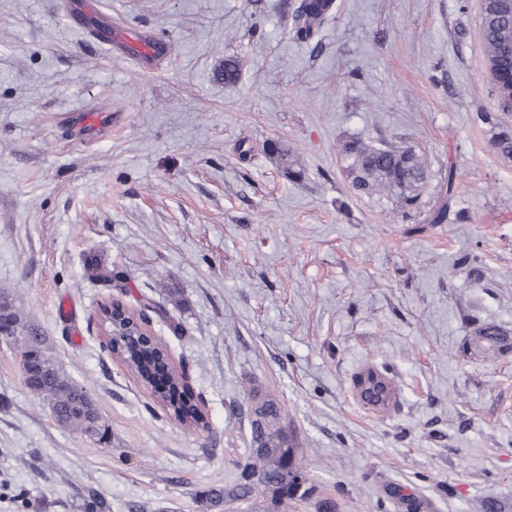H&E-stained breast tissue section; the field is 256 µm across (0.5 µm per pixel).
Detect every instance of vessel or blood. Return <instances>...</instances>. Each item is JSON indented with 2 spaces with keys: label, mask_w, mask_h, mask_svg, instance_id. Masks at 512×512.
<instances>
[{
  "label": "vessel or blood",
  "mask_w": 512,
  "mask_h": 512,
  "mask_svg": "<svg viewBox=\"0 0 512 512\" xmlns=\"http://www.w3.org/2000/svg\"><path fill=\"white\" fill-rule=\"evenodd\" d=\"M69 16L76 25L86 28L98 44L129 53L146 71L151 70L153 62L169 49L168 42L152 32L112 28L96 16L93 0H73Z\"/></svg>",
  "instance_id": "vessel-or-blood-1"
}]
</instances>
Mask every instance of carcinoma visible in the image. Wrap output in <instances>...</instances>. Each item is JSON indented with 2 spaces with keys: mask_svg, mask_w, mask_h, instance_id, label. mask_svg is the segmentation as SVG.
I'll return each mask as SVG.
<instances>
[{
  "mask_svg": "<svg viewBox=\"0 0 512 512\" xmlns=\"http://www.w3.org/2000/svg\"><path fill=\"white\" fill-rule=\"evenodd\" d=\"M501 0L490 3L481 13V34L486 54L490 57L489 74L497 96L498 111L481 112L478 119L495 130L493 145L504 156H512V127L504 120L512 114V52L500 50L506 33L512 32V8L497 7ZM332 0H302L297 8L294 37L311 40L329 19ZM221 75L232 84L240 75L239 60L224 58ZM340 159L345 162L342 173L351 189L360 196L382 195L392 199L395 207L411 219L423 216L425 224L448 223L449 202L455 195V174L448 170L438 199L425 206L423 193L431 173L424 155L405 141H383L376 145L349 137L340 145ZM475 345L486 358L512 351V331L487 324L475 330ZM32 352L37 360V373L25 379L27 386L49 406L60 425L86 436L101 438L108 425L95 401L85 388L68 379L42 343L34 342ZM356 389L362 401L378 411L388 408L384 397L386 375L367 368L356 376ZM163 407L175 423L189 429L205 428L206 421L197 413L196 404L188 399L182 387L170 389L163 398ZM279 403L264 397L256 400L254 419L250 422L251 448L239 464L240 473L257 471L261 481L238 478L231 483L216 484L199 492L209 512H226L232 505L250 509L266 493L280 501L295 498L304 501L312 494L309 479L297 463L300 449L286 429Z\"/></svg>",
  "mask_w": 512,
  "mask_h": 512,
  "instance_id": "cac0c4a2",
  "label": "carcinoma"
}]
</instances>
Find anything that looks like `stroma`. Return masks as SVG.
<instances>
[{
    "instance_id": "obj_1",
    "label": "stroma",
    "mask_w": 512,
    "mask_h": 512,
    "mask_svg": "<svg viewBox=\"0 0 512 512\" xmlns=\"http://www.w3.org/2000/svg\"><path fill=\"white\" fill-rule=\"evenodd\" d=\"M61 3L0 0V292L109 433L59 426L0 340V512H84L91 496L204 512L199 491L239 475L254 390L287 410L339 512H512V352L471 346L475 324L512 330V158L477 118L496 109L480 0H335L311 42L293 36L300 0H97L168 40L150 73ZM229 55L233 84L217 75ZM78 110L112 125L76 136L62 119ZM349 136L416 146L427 202L455 168L448 223L354 195ZM96 262L111 281L88 278ZM111 298L149 317L206 429L170 420L113 359L97 320ZM368 366L392 380V410L359 400Z\"/></svg>"
}]
</instances>
